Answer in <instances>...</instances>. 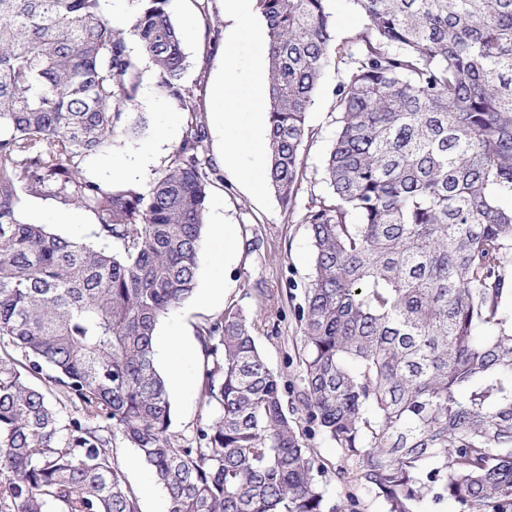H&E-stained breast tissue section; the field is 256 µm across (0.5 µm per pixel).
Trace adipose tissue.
I'll list each match as a JSON object with an SVG mask.
<instances>
[{
    "mask_svg": "<svg viewBox=\"0 0 512 512\" xmlns=\"http://www.w3.org/2000/svg\"><path fill=\"white\" fill-rule=\"evenodd\" d=\"M246 2L226 0V15L233 21L236 35L225 51V77L215 88L216 109L224 120V157L233 164L242 155L259 156L267 150L262 132L266 112L260 92L265 77L257 69L266 43L263 32L253 24Z\"/></svg>",
    "mask_w": 512,
    "mask_h": 512,
    "instance_id": "1",
    "label": "adipose tissue"
}]
</instances>
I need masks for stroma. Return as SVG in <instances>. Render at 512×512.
Returning a JSON list of instances; mask_svg holds the SVG:
<instances>
[{
  "label": "stroma",
  "mask_w": 512,
  "mask_h": 512,
  "mask_svg": "<svg viewBox=\"0 0 512 512\" xmlns=\"http://www.w3.org/2000/svg\"><path fill=\"white\" fill-rule=\"evenodd\" d=\"M170 5L173 19L184 33L188 56L185 82L193 90L197 110L206 119L204 158L215 170L206 215H222L234 231L233 249L222 265L214 260L212 237H205L197 273L196 289L200 292L212 279L224 278L223 297L215 301L189 300L161 319L157 327L158 346L170 347L174 338L180 341L179 346L170 347L169 356L158 357L157 364L163 371L172 362L182 369V383L170 394V432L188 440L213 418L212 411L201 402L206 355L198 331L207 321L222 316L226 308H242L256 322L260 351L287 385L285 401H297L303 389L302 330L293 308L303 302L310 283L312 253L308 227L302 224L301 217L311 196H323L328 191L323 165L336 131L333 97L343 70L332 66L323 75L307 116L311 136L301 150L302 179L295 204L286 206L272 189H265L260 195L252 191L245 175L256 167L254 157H244L233 166L223 161L224 123L212 106V96L216 82L224 74V53L231 36L224 0H171ZM139 110L147 122L144 134L116 136L109 149L87 162L90 176L111 181L113 168L119 165L126 170V181L145 188L166 167L183 135L188 114L157 88L150 74L145 76L140 91ZM254 238L259 241L255 249L250 246ZM295 426L326 465L323 484L330 500L343 498L347 488L337 481L336 471L344 460L337 448L322 435L312 433L305 419H297ZM112 445L139 500L140 512H167L165 493L136 448L119 435Z\"/></svg>",
  "instance_id": "35a3bbf8"
}]
</instances>
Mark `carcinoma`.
Instances as JSON below:
<instances>
[{"mask_svg":"<svg viewBox=\"0 0 512 512\" xmlns=\"http://www.w3.org/2000/svg\"><path fill=\"white\" fill-rule=\"evenodd\" d=\"M131 2L119 30L103 0H0V512H140L116 430L168 512H361L329 501L240 308L199 330L212 421L191 445L169 433L153 336L196 287L207 127L170 0ZM328 2L256 0L286 205L321 79L344 66L328 194L302 216L298 411L385 512H512V0H350L364 24L341 43ZM144 59L190 119L148 188L102 183L84 166L144 128ZM23 193L89 212L99 243L24 218Z\"/></svg>","mask_w":512,"mask_h":512,"instance_id":"1","label":"carcinoma"}]
</instances>
